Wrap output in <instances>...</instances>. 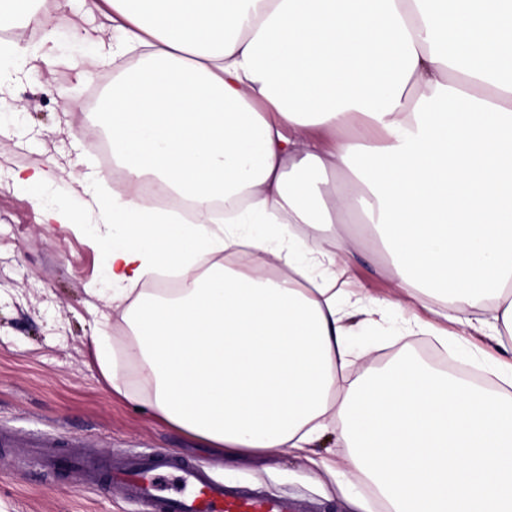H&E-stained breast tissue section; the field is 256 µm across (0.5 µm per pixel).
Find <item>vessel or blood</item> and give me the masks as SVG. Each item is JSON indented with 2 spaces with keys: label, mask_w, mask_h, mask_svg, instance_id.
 <instances>
[{
  "label": "vessel or blood",
  "mask_w": 512,
  "mask_h": 512,
  "mask_svg": "<svg viewBox=\"0 0 512 512\" xmlns=\"http://www.w3.org/2000/svg\"><path fill=\"white\" fill-rule=\"evenodd\" d=\"M47 467L75 474V488L120 486L126 497L150 512H293L288 500L213 479L197 464L161 451L115 461L111 456L87 463L55 450L43 453Z\"/></svg>",
  "instance_id": "1"
}]
</instances>
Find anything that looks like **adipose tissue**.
Returning <instances> with one entry per match:
<instances>
[{
  "label": "adipose tissue",
  "instance_id": "ef3b65f1",
  "mask_svg": "<svg viewBox=\"0 0 512 512\" xmlns=\"http://www.w3.org/2000/svg\"><path fill=\"white\" fill-rule=\"evenodd\" d=\"M121 31L88 188L100 293L166 424L232 458L330 428L386 512H512V364L491 389L416 360L342 385L348 322L411 305L512 354V0H97ZM151 182L189 216L142 195ZM394 295L339 288L347 218Z\"/></svg>",
  "mask_w": 512,
  "mask_h": 512
}]
</instances>
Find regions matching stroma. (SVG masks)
<instances>
[{
  "label": "stroma",
  "instance_id": "35a3bbf8",
  "mask_svg": "<svg viewBox=\"0 0 512 512\" xmlns=\"http://www.w3.org/2000/svg\"><path fill=\"white\" fill-rule=\"evenodd\" d=\"M53 28L49 62L18 73L0 90V427L13 435L0 447V512H148L144 503L95 489L68 492L59 478L40 466L30 443L36 433L87 448L90 457L121 459L156 449L209 469L224 483L268 495L285 496L297 512H383L371 486L353 478L346 449L335 433L315 444L312 458L285 450L234 461L220 459L195 437L172 428L151 412L142 393L113 391L96 360L93 339L109 334L121 352L129 333L109 302L93 296L101 287L106 257L85 220L48 224L44 209L66 201L83 211V184L48 185L41 203L15 185L18 172L70 167L87 155L88 168L103 173L97 130L103 118L89 103L101 73L112 71L105 46L119 32L90 0H42ZM74 99L71 110L62 96ZM351 288L391 298L386 272L389 256H377L370 241L356 250ZM398 316L380 324L355 319L351 340L356 351L344 373L357 381L371 368L400 356H418L419 346L434 347L424 331L400 335ZM455 359L487 373L502 358L489 337L474 330L451 344Z\"/></svg>",
  "mask_w": 512,
  "mask_h": 512
}]
</instances>
